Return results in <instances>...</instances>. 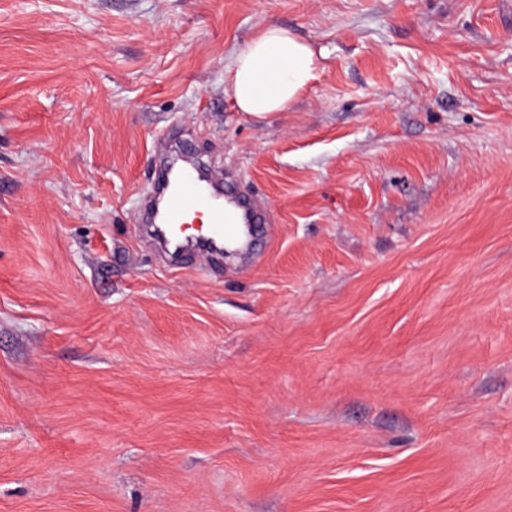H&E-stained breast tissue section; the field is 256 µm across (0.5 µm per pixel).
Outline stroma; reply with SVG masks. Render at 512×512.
Here are the masks:
<instances>
[{
    "label": "stroma",
    "mask_w": 512,
    "mask_h": 512,
    "mask_svg": "<svg viewBox=\"0 0 512 512\" xmlns=\"http://www.w3.org/2000/svg\"><path fill=\"white\" fill-rule=\"evenodd\" d=\"M167 149L255 257L149 245ZM0 512H512V0H0ZM316 70L317 58L306 42L287 28L268 25L234 54L224 83L241 112L263 119L287 110Z\"/></svg>",
    "instance_id": "stroma-1"
}]
</instances>
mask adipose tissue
I'll return each instance as SVG.
<instances>
[{
    "label": "adipose tissue",
    "mask_w": 512,
    "mask_h": 512,
    "mask_svg": "<svg viewBox=\"0 0 512 512\" xmlns=\"http://www.w3.org/2000/svg\"><path fill=\"white\" fill-rule=\"evenodd\" d=\"M311 47L287 28L265 26L235 53L224 81L237 108L262 119L282 112L315 77Z\"/></svg>",
    "instance_id": "obj_1"
}]
</instances>
